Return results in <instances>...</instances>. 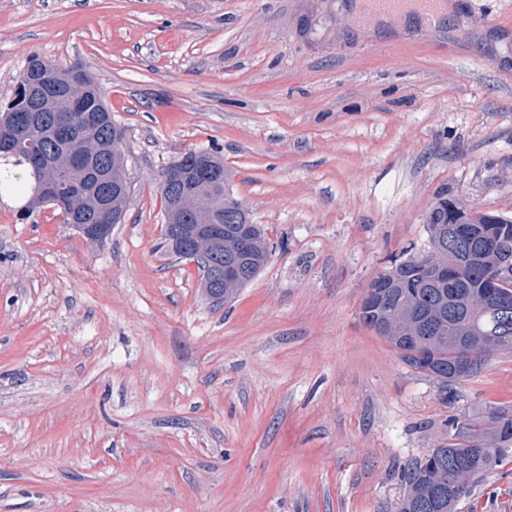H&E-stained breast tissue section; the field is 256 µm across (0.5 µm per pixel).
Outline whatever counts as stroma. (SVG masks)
<instances>
[{"instance_id": "obj_1", "label": "stroma", "mask_w": 512, "mask_h": 512, "mask_svg": "<svg viewBox=\"0 0 512 512\" xmlns=\"http://www.w3.org/2000/svg\"><path fill=\"white\" fill-rule=\"evenodd\" d=\"M452 2L0 0V100L83 64L132 186L102 244L0 191V512H398L448 416L512 406V349L447 403L359 316L440 189L512 217V0ZM202 148L277 246L221 306L163 247ZM462 512H512V463Z\"/></svg>"}]
</instances>
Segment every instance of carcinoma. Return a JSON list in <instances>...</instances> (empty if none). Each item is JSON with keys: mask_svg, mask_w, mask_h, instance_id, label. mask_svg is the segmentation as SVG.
<instances>
[{"mask_svg": "<svg viewBox=\"0 0 512 512\" xmlns=\"http://www.w3.org/2000/svg\"><path fill=\"white\" fill-rule=\"evenodd\" d=\"M24 79L25 74H19L14 96L0 112V121L7 123L10 115L26 111L27 99L18 91ZM87 82L88 86L76 89L73 106L56 110L79 127V136L68 150L58 149L31 131L20 132L13 142L0 144V187L28 191L21 207L28 217L41 207L57 206L55 194L36 191V185L43 184L39 156L54 157L62 171L61 188L78 217V230L83 224L100 223L98 205L112 185V177L121 174L119 160L123 154V139L113 138L116 123L106 107L103 90L92 78H87ZM88 111L101 114L99 125L80 126L82 114ZM72 153L87 155V164L70 167L67 160ZM161 194L167 220L178 224L224 225V234L205 246L210 265L224 266L237 258V246L231 235L234 225L224 223V212H235L240 224L250 219V213L241 210L243 203L228 184L190 180L183 184L177 197L164 190ZM450 225L459 226L474 243L470 253L443 254L444 262L453 271L451 280L435 278L425 262L411 254L392 263L386 270L389 281L376 289L374 303L360 308L363 323L393 348L405 351L401 359L406 365L442 380L446 401L454 397L453 387L458 381L476 376L488 362L484 341L487 333L496 329L497 319L490 312L473 314L470 303L487 291L491 270L504 266L512 269L511 217L474 211L448 198V191L444 190L426 219L429 246L448 247ZM245 257V282L226 283L221 288H208L203 282V292L216 299L222 296L228 302L267 265L271 251L258 224L253 228ZM510 462L511 407L490 405L460 418L451 416L448 441L429 450L423 458L400 466L404 485L400 512H459L461 502L448 497V487L457 478H463L467 484L468 499L487 475Z\"/></svg>", "mask_w": 512, "mask_h": 512, "instance_id": "obj_1", "label": "carcinoma"}]
</instances>
